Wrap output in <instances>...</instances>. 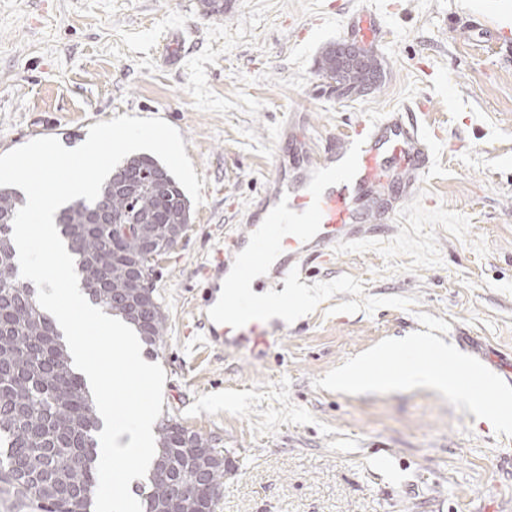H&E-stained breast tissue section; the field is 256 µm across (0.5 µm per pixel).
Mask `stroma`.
I'll list each match as a JSON object with an SVG mask.
<instances>
[{
    "instance_id": "35a3bbf8",
    "label": "stroma",
    "mask_w": 512,
    "mask_h": 512,
    "mask_svg": "<svg viewBox=\"0 0 512 512\" xmlns=\"http://www.w3.org/2000/svg\"><path fill=\"white\" fill-rule=\"evenodd\" d=\"M221 16L189 0H0V154L49 127L75 148L88 128L164 113L204 201L157 266L166 315L157 351L163 416L231 460L217 512H512V428L426 383L337 388L348 363L425 336L512 391V52L483 18L512 0H231ZM371 8L386 78L336 96L317 72L331 43L357 38ZM418 102L435 146L420 197L388 237L341 244L302 281L349 274L409 308L333 313L347 293L275 331L264 355L210 349L191 321L201 267L242 231L301 147ZM496 388L475 385L476 399Z\"/></svg>"
}]
</instances>
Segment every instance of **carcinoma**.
Masks as SVG:
<instances>
[{
    "mask_svg": "<svg viewBox=\"0 0 512 512\" xmlns=\"http://www.w3.org/2000/svg\"><path fill=\"white\" fill-rule=\"evenodd\" d=\"M385 80L374 53L359 68L342 70L337 96L359 98ZM122 177L141 187L130 200L112 193L107 178L97 200L83 198L58 209L55 224L75 261L81 288L104 312L126 317L134 290L131 267L139 250L134 236L112 231L144 217L145 233L164 240L169 225L190 223L191 204L175 177L155 157L134 154L117 165ZM22 199L0 186V489L18 509L34 512H92L98 485L94 448L101 421L84 378L72 367L67 345L54 319L19 277L12 236ZM104 213V222L85 223L86 214ZM153 311L132 323L143 342L156 346L165 316L158 297ZM157 453L147 482L139 489L148 512H194L199 502L215 510L211 490L223 485L231 461L212 440L165 419L157 430Z\"/></svg>",
    "mask_w": 512,
    "mask_h": 512,
    "instance_id": "cac0c4a2",
    "label": "carcinoma"
}]
</instances>
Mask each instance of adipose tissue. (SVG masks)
<instances>
[{
    "mask_svg": "<svg viewBox=\"0 0 512 512\" xmlns=\"http://www.w3.org/2000/svg\"><path fill=\"white\" fill-rule=\"evenodd\" d=\"M403 349L388 344L375 349L352 363L339 377L338 384L349 391L394 387L413 380H424L431 385L452 393H459V374L463 371L462 362H451L446 352L433 349L429 358H415L413 362L402 360ZM389 361V371H377L380 361Z\"/></svg>",
    "mask_w": 512,
    "mask_h": 512,
    "instance_id": "adipose-tissue-1",
    "label": "adipose tissue"
}]
</instances>
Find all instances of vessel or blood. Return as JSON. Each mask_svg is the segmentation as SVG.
I'll return each mask as SVG.
<instances>
[{
  "mask_svg": "<svg viewBox=\"0 0 512 512\" xmlns=\"http://www.w3.org/2000/svg\"><path fill=\"white\" fill-rule=\"evenodd\" d=\"M353 25L367 40L378 41L384 36L372 10L361 11ZM357 141L362 147L354 180L332 185L324 191L319 202L320 230L311 241L305 243L292 235L283 238L282 252L273 268L278 278H285L308 260L330 255L338 244L361 242L382 234L399 203L420 192L429 174L430 157L412 106L387 113L374 125H358L343 136L340 147L322 153L304 152L303 164L289 187L277 185L268 190L251 223L244 231L230 236L224 255L204 269L208 288L195 325L204 333L209 346L228 351L246 347L254 353H263L269 335L278 327L277 320H253L236 329L214 323L208 311L216 303L220 284L236 255L247 246L251 232L280 201H287L293 211H305L313 201L308 190L312 172L339 163Z\"/></svg>",
  "mask_w": 512,
  "mask_h": 512,
  "instance_id": "vessel-or-blood-1",
  "label": "vessel or blood"
}]
</instances>
